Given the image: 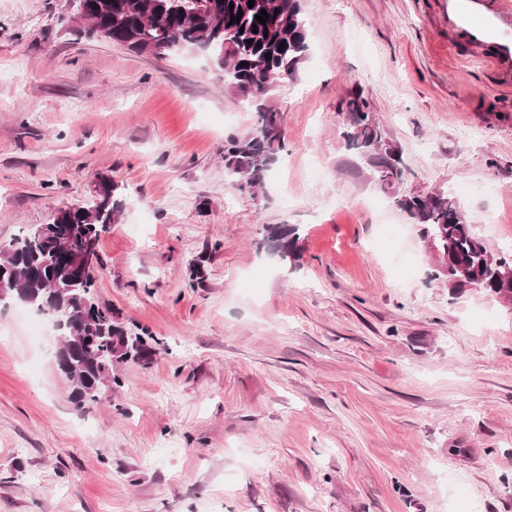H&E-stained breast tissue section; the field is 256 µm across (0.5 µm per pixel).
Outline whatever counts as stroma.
<instances>
[{"instance_id": "1", "label": "stroma", "mask_w": 512, "mask_h": 512, "mask_svg": "<svg viewBox=\"0 0 512 512\" xmlns=\"http://www.w3.org/2000/svg\"><path fill=\"white\" fill-rule=\"evenodd\" d=\"M302 5L309 52L268 94L285 149L252 194L223 156L253 112L207 55L0 0V244L117 182L96 297L144 342L79 411L53 337L0 308V512H512V306L438 277L344 137L364 100L399 193L453 194L500 258L512 86L438 0ZM267 224L299 227V261L266 253Z\"/></svg>"}]
</instances>
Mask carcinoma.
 <instances>
[{
  "mask_svg": "<svg viewBox=\"0 0 512 512\" xmlns=\"http://www.w3.org/2000/svg\"><path fill=\"white\" fill-rule=\"evenodd\" d=\"M76 0L91 18L94 30L84 33L126 48L137 55L164 57L184 51H205L224 73V86L241 94L255 110L254 132L245 137L230 136L224 141V172L251 193L262 187L265 178L285 149L281 117L267 95L274 76L288 74L293 78L308 50L307 20L301 0ZM266 11L269 19L260 24L255 16ZM243 12L241 19L230 22V16ZM258 32H253V28ZM271 54L266 59L265 54ZM355 110L347 113L349 148L355 149L374 170L376 185L383 191L396 193L397 173L388 165L394 149L385 147L380 129L366 105L352 100ZM118 184L101 180L95 187L93 200L83 206L61 210L53 223L42 229L31 227L6 245L0 244V275L9 282L14 298L34 297L31 309L59 319L56 307L60 299L50 295L52 280L73 275L67 259L53 251L45 234L53 233L64 240L70 255L80 253L87 241L101 239L122 211L115 199ZM395 202L413 223L422 227L421 235L431 237L441 258L447 259L443 274L448 286L462 291L459 267L470 272V280L480 283L483 291L499 294L503 272L484 243L471 230L460 204L444 191L433 196L395 197ZM298 228L293 224L264 226L266 251L283 259L298 258ZM64 328L55 330L57 344H67L79 335L80 327L90 316L78 300L65 302ZM97 339L70 349L71 362L82 366L65 375L70 391L85 379L95 378L94 364L103 362L101 389L90 395L70 396L75 408L83 410L112 400V357L114 348L123 349L120 359L138 349L112 313L103 309L95 321Z\"/></svg>",
  "mask_w": 512,
  "mask_h": 512,
  "instance_id": "obj_1",
  "label": "carcinoma"
}]
</instances>
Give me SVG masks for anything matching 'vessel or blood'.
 Here are the masks:
<instances>
[{
	"instance_id": "vessel-or-blood-1",
	"label": "vessel or blood",
	"mask_w": 512,
	"mask_h": 512,
	"mask_svg": "<svg viewBox=\"0 0 512 512\" xmlns=\"http://www.w3.org/2000/svg\"><path fill=\"white\" fill-rule=\"evenodd\" d=\"M444 11L453 35L462 40L489 31L504 41L512 38V0H446Z\"/></svg>"
}]
</instances>
